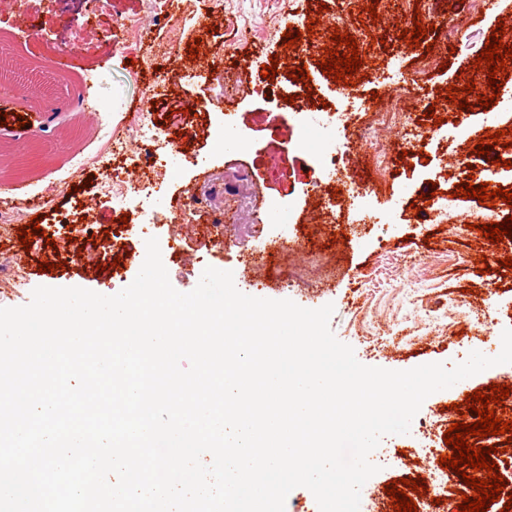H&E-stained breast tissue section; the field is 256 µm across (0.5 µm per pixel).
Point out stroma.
Returning a JSON list of instances; mask_svg holds the SVG:
<instances>
[{
	"label": "stroma",
	"instance_id": "obj_1",
	"mask_svg": "<svg viewBox=\"0 0 512 512\" xmlns=\"http://www.w3.org/2000/svg\"><path fill=\"white\" fill-rule=\"evenodd\" d=\"M370 0H223L222 17L215 31L200 25L213 0H27L38 36H30L9 0H0V48L9 51L8 71L41 77L46 91L38 107L26 108L17 100L0 102L7 124L0 134V152L21 155V167L9 170V187L0 193V214L14 226L30 223L21 207L33 193L50 198L43 209L41 234L30 248L7 249L0 258L22 256L26 286L0 294V307L27 304L35 287H82L111 296L129 286L146 255L147 236L157 237L164 248L163 264L172 286L183 293L193 290L206 267L232 271L244 294L290 299L305 308L333 304L330 328L352 346L366 366L408 370L428 363L453 365L470 351L494 356L501 350V334L512 327V274L498 271L499 259L512 257V238L493 244L483 232L458 229L456 219L476 211L503 208V201L487 205L457 197L460 182L476 183L512 193V148L496 147L498 164L474 155L479 137L512 128V72L507 73L496 104L478 107L487 91V74L474 73L475 87L468 100L472 112L440 100L438 90L458 84L460 70L475 60L493 28L504 24V43L512 45V0H496L491 10L469 12L460 0H379L378 21L365 7ZM327 11H320V4ZM440 8L458 32L443 39L434 31L422 37L430 52L408 47L400 33L412 27L414 13L429 17ZM319 15L313 35L304 36L306 50L286 48L284 32L303 30L312 15ZM344 16L349 34L358 38L365 67L406 74L421 72L423 98H406L417 113L434 111L445 122L436 126L421 151L403 152L401 126L380 127L381 149L392 157V171L372 198L374 217L364 224L347 221L356 201L351 196L313 198L307 188L319 175L315 149L307 144L304 129L319 120L324 106H343L345 99L371 106L372 83L341 86L325 75L319 62L331 42L337 16ZM139 21L140 37L126 25ZM373 33L370 41L362 33ZM201 40L205 62L197 70L187 66L188 43ZM75 50L74 64L63 77L44 73L47 60ZM221 60L218 72L210 63ZM277 62L274 79L262 78V68ZM306 67L320 102L293 112L284 101L294 83L289 69ZM156 89L153 117L162 120L172 109L185 110L190 131L188 152L166 148L162 166L149 174L164 184L161 210L180 198L190 200V220L172 224L159 221L149 234L127 232L121 276L95 265L69 262L66 250L77 229L71 228L69 197L59 192L58 179L73 164L85 143L98 140V123L119 125L131 135L143 107V97ZM232 104V123L239 134L217 141L212 130L225 104ZM25 120L38 132L42 144L27 153V136L19 129ZM454 192L453 218L445 223L420 224L414 206L430 186ZM293 207L288 223L279 220V205ZM248 224L252 236L240 242L235 224ZM180 238L183 249L171 255L165 245ZM486 259L490 270L481 274L476 262ZM57 263L44 272V263ZM306 266L312 285H289V268ZM453 389L438 391L422 404L409 434L391 435L378 450L402 454L405 465L385 467L361 490L360 512H393L385 486L409 478L428 465V449L444 447L443 436L453 413Z\"/></svg>",
	"mask_w": 512,
	"mask_h": 512
}]
</instances>
